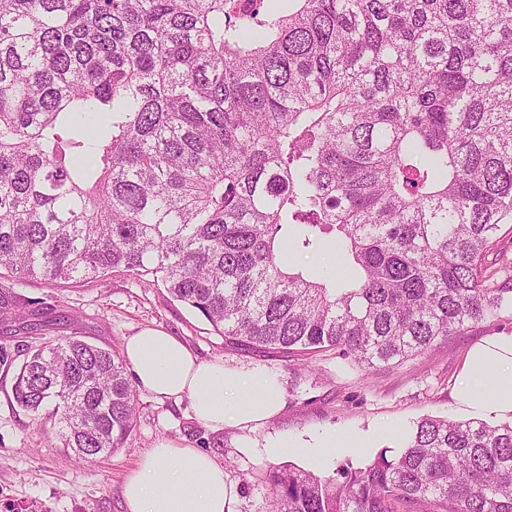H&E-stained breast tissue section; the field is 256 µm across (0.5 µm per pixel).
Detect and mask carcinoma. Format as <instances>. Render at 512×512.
I'll use <instances>...</instances> for the list:
<instances>
[{
    "label": "carcinoma",
    "mask_w": 512,
    "mask_h": 512,
    "mask_svg": "<svg viewBox=\"0 0 512 512\" xmlns=\"http://www.w3.org/2000/svg\"><path fill=\"white\" fill-rule=\"evenodd\" d=\"M0 0V267L163 287L226 342L377 370L512 308V0ZM291 250L340 256L294 270ZM47 312L0 291V325ZM79 462L122 447L120 353L0 345ZM272 512H512V423L268 474Z\"/></svg>",
    "instance_id": "1"
}]
</instances>
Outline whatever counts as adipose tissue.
I'll list each match as a JSON object with an SVG mask.
<instances>
[{
	"mask_svg": "<svg viewBox=\"0 0 512 512\" xmlns=\"http://www.w3.org/2000/svg\"><path fill=\"white\" fill-rule=\"evenodd\" d=\"M124 355L138 388L161 400L189 399L195 419L215 431L261 425L285 405L278 374L199 359L158 328L128 337ZM457 393L475 416L512 415V333L488 337L468 352ZM366 438L329 429L309 445L290 438L269 439L262 453L276 459L303 451L311 467L324 469L328 450L358 449ZM238 499L236 484L227 481L223 466L210 453L168 439L157 440L141 455L123 490L125 512H237Z\"/></svg>",
	"mask_w": 512,
	"mask_h": 512,
	"instance_id": "obj_1",
	"label": "adipose tissue"
}]
</instances>
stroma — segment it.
I'll use <instances>...</instances> for the list:
<instances>
[{
  "instance_id": "stroma-1",
  "label": "stroma",
  "mask_w": 512,
  "mask_h": 512,
  "mask_svg": "<svg viewBox=\"0 0 512 512\" xmlns=\"http://www.w3.org/2000/svg\"><path fill=\"white\" fill-rule=\"evenodd\" d=\"M22 302L46 307L56 323L37 343L73 335L114 350L144 327H158L178 337L199 359H223L249 369L280 374L285 390L283 412L253 430L217 432L197 422L188 401H158L137 391L136 426L112 456L78 462L66 449L51 447L44 431L48 414L23 411L13 397L15 371L0 365V512H124L122 488L139 456L160 438L193 445L213 454L229 480L238 483L240 512H267L266 473L272 464L305 466L303 455L271 462L260 455L277 436L305 439L326 429L370 433L386 425L389 436L364 453L339 452L332 468L369 464L379 452L396 455L404 434L426 417L466 419L456 381L468 350L487 336L512 331V312L475 325L443 341L428 356L377 371L359 367L335 351L286 353L252 351L227 345L199 313L170 298L165 289L144 288L132 278L115 275L103 283L16 282L0 277ZM251 444L253 453L241 452Z\"/></svg>"
}]
</instances>
